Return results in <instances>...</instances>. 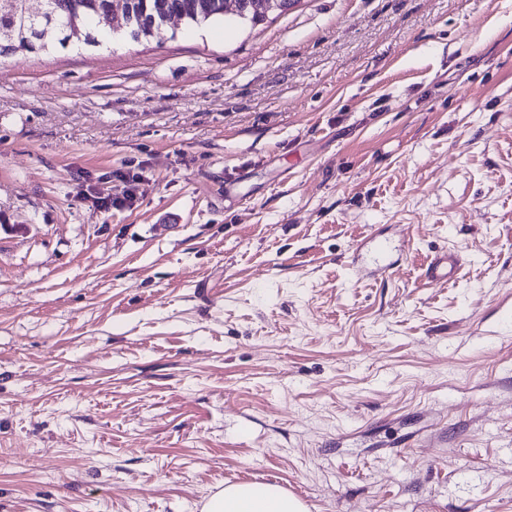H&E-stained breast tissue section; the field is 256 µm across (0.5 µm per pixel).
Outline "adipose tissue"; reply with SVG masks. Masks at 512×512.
Wrapping results in <instances>:
<instances>
[{
    "label": "adipose tissue",
    "instance_id": "1",
    "mask_svg": "<svg viewBox=\"0 0 512 512\" xmlns=\"http://www.w3.org/2000/svg\"><path fill=\"white\" fill-rule=\"evenodd\" d=\"M202 512H307L306 505L281 486L230 484L212 493Z\"/></svg>",
    "mask_w": 512,
    "mask_h": 512
}]
</instances>
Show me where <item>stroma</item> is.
<instances>
[{"label":"stroma","instance_id":"obj_1","mask_svg":"<svg viewBox=\"0 0 512 512\" xmlns=\"http://www.w3.org/2000/svg\"><path fill=\"white\" fill-rule=\"evenodd\" d=\"M373 233L390 277L350 269ZM252 481L512 512V0H296L0 64V512ZM461 265L455 252H445L436 256L425 271V277L430 282L455 281L460 273Z\"/></svg>","mask_w":512,"mask_h":512}]
</instances>
